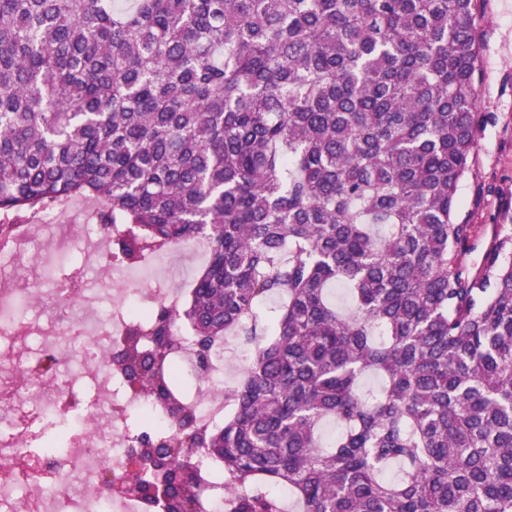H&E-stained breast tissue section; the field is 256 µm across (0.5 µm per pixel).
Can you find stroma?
Returning a JSON list of instances; mask_svg holds the SVG:
<instances>
[{
  "label": "stroma",
  "mask_w": 512,
  "mask_h": 512,
  "mask_svg": "<svg viewBox=\"0 0 512 512\" xmlns=\"http://www.w3.org/2000/svg\"><path fill=\"white\" fill-rule=\"evenodd\" d=\"M474 40L481 58L473 91L479 122L470 167L458 190V212L474 227L461 251V263L472 273L479 271L497 231L512 228V0H480ZM1 281L40 294L26 314L34 328L80 316L77 304L49 302L51 285L28 258L0 265Z\"/></svg>",
  "instance_id": "stroma-1"
}]
</instances>
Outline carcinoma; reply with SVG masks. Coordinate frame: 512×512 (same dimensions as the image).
<instances>
[{"mask_svg":"<svg viewBox=\"0 0 512 512\" xmlns=\"http://www.w3.org/2000/svg\"><path fill=\"white\" fill-rule=\"evenodd\" d=\"M476 21V0H0V216L91 201L130 267L208 244L113 353L170 418L124 485L165 512L217 478L230 512H284L278 487L297 512H512V231L459 262ZM240 336L203 423L174 359L208 376ZM198 418L208 423H219L224 420V390L208 396L205 402L196 405Z\"/></svg>","mask_w":512,"mask_h":512,"instance_id":"carcinoma-1","label":"carcinoma"}]
</instances>
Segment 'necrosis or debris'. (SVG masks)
Here are the masks:
<instances>
[{
	"instance_id": "obj_1",
	"label": "necrosis or debris",
	"mask_w": 512,
	"mask_h": 512,
	"mask_svg": "<svg viewBox=\"0 0 512 512\" xmlns=\"http://www.w3.org/2000/svg\"><path fill=\"white\" fill-rule=\"evenodd\" d=\"M171 296V289L133 282L113 296L107 322L86 316L40 337L32 353L15 333L30 300L15 289H0V360L27 374L21 385L0 391L12 429L0 453V512H143L138 498L105 492L101 484L104 469L116 478L125 471L130 412L154 410L125 389L111 349L144 302ZM70 347L81 359L79 370L69 372ZM61 436L66 453H46L49 441Z\"/></svg>"
}]
</instances>
